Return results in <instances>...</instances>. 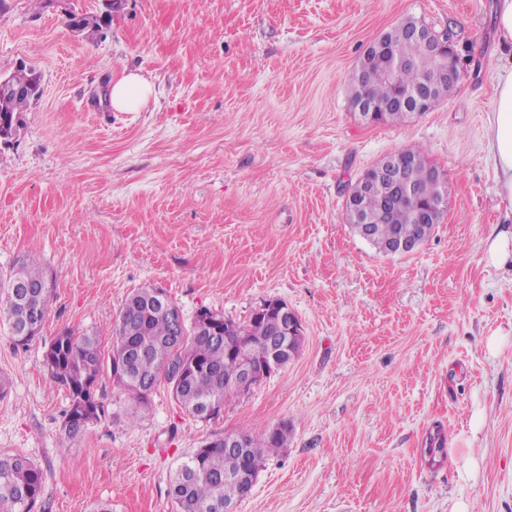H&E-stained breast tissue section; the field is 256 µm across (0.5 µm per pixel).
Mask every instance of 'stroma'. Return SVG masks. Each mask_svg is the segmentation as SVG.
Here are the masks:
<instances>
[{"mask_svg":"<svg viewBox=\"0 0 512 512\" xmlns=\"http://www.w3.org/2000/svg\"><path fill=\"white\" fill-rule=\"evenodd\" d=\"M493 0H0V74L41 77L0 144V278L38 255L52 291L39 335L0 321V453L44 472L35 512H174L183 458L227 432L287 422L238 512H512V263L488 265L502 223L487 160ZM96 15L98 32L69 27ZM413 17L449 33L461 76L424 114L355 115L348 82L380 34ZM141 70L156 97L112 111ZM417 148L447 210L413 254L386 255L345 218L352 184ZM162 288L186 321L296 313L298 355L209 420L167 386L145 417L109 376L105 414L64 439L66 388L43 365L66 331L103 338L133 289ZM496 339L488 348V339ZM446 436L441 466L428 454ZM153 96V83L136 72L124 73L108 88V100L115 112H139Z\"/></svg>","mask_w":512,"mask_h":512,"instance_id":"35a3bbf8","label":"stroma"}]
</instances>
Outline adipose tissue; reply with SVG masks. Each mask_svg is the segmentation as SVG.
Instances as JSON below:
<instances>
[{
  "label": "adipose tissue",
  "mask_w": 512,
  "mask_h": 512,
  "mask_svg": "<svg viewBox=\"0 0 512 512\" xmlns=\"http://www.w3.org/2000/svg\"><path fill=\"white\" fill-rule=\"evenodd\" d=\"M494 107L488 116L487 156L506 203L505 219L512 221V64L497 68L494 75ZM154 95L153 83L136 72L123 74L108 88L114 111H141Z\"/></svg>",
  "instance_id": "adipose-tissue-1"
}]
</instances>
